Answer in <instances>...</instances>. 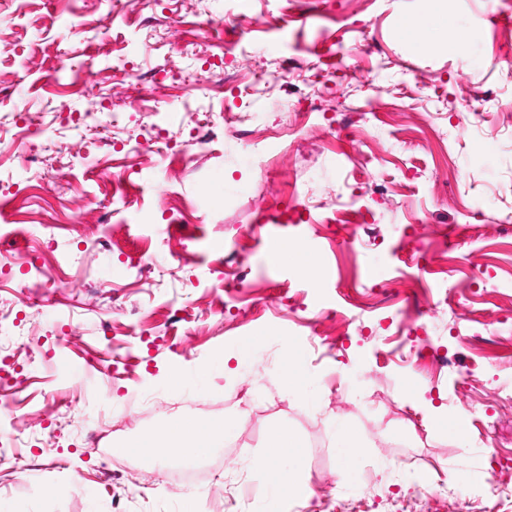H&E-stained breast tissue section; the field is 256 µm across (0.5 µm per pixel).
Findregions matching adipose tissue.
Masks as SVG:
<instances>
[{
  "mask_svg": "<svg viewBox=\"0 0 512 512\" xmlns=\"http://www.w3.org/2000/svg\"><path fill=\"white\" fill-rule=\"evenodd\" d=\"M234 434L232 425L212 420L206 423L180 415L172 416L162 435H144L129 440L132 448H151L161 455L200 459L212 449L223 447ZM302 441L287 424L273 427L268 458L262 467L268 474L272 494L287 496L297 490V468L301 461Z\"/></svg>",
  "mask_w": 512,
  "mask_h": 512,
  "instance_id": "ef3b65f1",
  "label": "adipose tissue"
}]
</instances>
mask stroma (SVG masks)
Returning a JSON list of instances; mask_svg holds the SVG:
<instances>
[{"mask_svg": "<svg viewBox=\"0 0 512 512\" xmlns=\"http://www.w3.org/2000/svg\"><path fill=\"white\" fill-rule=\"evenodd\" d=\"M119 9L115 32L101 29ZM98 25L92 39L69 33L73 15ZM443 15L479 38L449 52L453 27L416 45L402 19ZM512 0H0V239L17 264L0 269V393L13 397L0 416V512H227L225 486L248 472L246 512H263L268 476L257 468L279 423L303 441L299 490L284 512H313L317 475L339 477L342 462L330 419L361 430L365 452L349 479L364 484V512H390L420 493L482 512L480 484L512 472ZM162 44L143 54L144 38ZM245 42L269 75L248 94L200 98L219 46ZM189 43V54L175 53ZM344 49L359 80L338 79L336 108L307 117L292 146L274 154V181L247 160L248 138L215 129L188 159L169 155L120 181L122 143L151 149L165 137L182 149L212 108L262 112L300 84L326 50ZM97 73L106 97L102 127L46 134L41 161L28 164L11 131L22 112H54L70 121L87 102L74 94L75 71ZM148 72L138 81L113 59ZM483 114L470 134L454 129L459 76ZM153 98L155 111L138 101ZM418 113L422 124L397 118ZM448 129L447 185L432 174L438 158L427 128ZM482 142L474 155L473 142ZM366 161L387 193L344 196L329 189L356 183ZM311 195L306 223L268 224L292 189ZM314 257L296 271L273 257L271 236ZM442 261L429 270L422 251ZM410 277L408 298L389 305L363 289L382 278ZM236 289L234 307L225 289ZM353 319L345 330L342 319ZM448 354L428 378L410 374L412 327ZM313 339L302 353L308 393H285L270 369L288 336ZM257 336L270 337L265 358L213 369L215 359ZM130 357L118 374L113 356ZM256 393L248 401L240 391ZM225 419L235 436L196 460L192 483L174 484L178 462L144 460L119 441L163 429L168 417ZM65 468H56V459ZM468 484L451 483L459 459ZM139 490L127 500L129 479Z\"/></svg>", "mask_w": 512, "mask_h": 512, "instance_id": "35a3bbf8", "label": "stroma"}]
</instances>
